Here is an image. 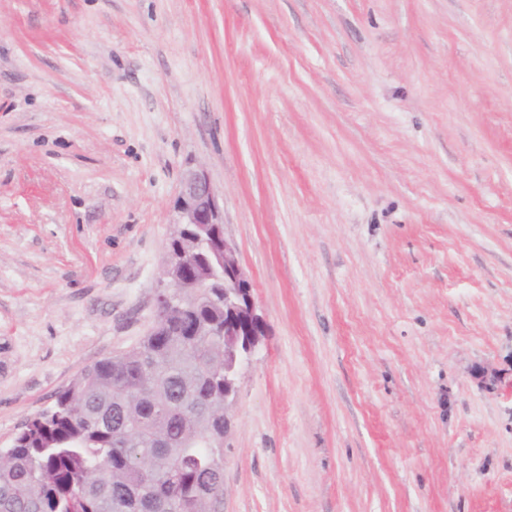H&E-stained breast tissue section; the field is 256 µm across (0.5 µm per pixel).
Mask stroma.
<instances>
[{
	"label": "stroma",
	"instance_id": "35a3bbf8",
	"mask_svg": "<svg viewBox=\"0 0 512 512\" xmlns=\"http://www.w3.org/2000/svg\"><path fill=\"white\" fill-rule=\"evenodd\" d=\"M200 168L267 330L221 512H512V0H0V448Z\"/></svg>",
	"mask_w": 512,
	"mask_h": 512
}]
</instances>
